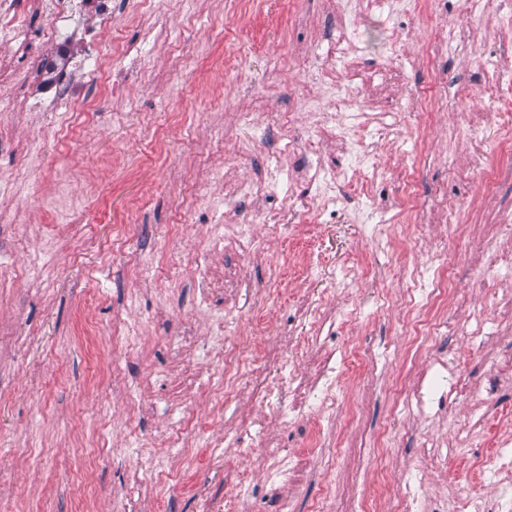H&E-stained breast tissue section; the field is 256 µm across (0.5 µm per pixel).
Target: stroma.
I'll use <instances>...</instances> for the list:
<instances>
[{
    "label": "stroma",
    "mask_w": 512,
    "mask_h": 512,
    "mask_svg": "<svg viewBox=\"0 0 512 512\" xmlns=\"http://www.w3.org/2000/svg\"><path fill=\"white\" fill-rule=\"evenodd\" d=\"M347 0H142L114 8L111 44L96 45L82 13L67 34L98 47L126 74L121 93L97 89L99 112L44 111L39 76L0 87V512H201L241 492L240 512L268 508L264 449L224 456L227 428L262 406L250 393L223 418L208 416L224 351V313L236 335L255 332L259 288L277 287L279 258L302 269L298 291L267 314L283 350L315 336L336 351L335 427L307 416L276 428L307 475L282 495L293 512H353L359 499H397L408 472L418 512L447 501H512V476L489 470L512 458V384L492 400L466 387L512 370V263L483 276L474 242L512 214V100L498 116L483 99L512 81V0H486L467 28L468 0H384L359 13L358 38L333 54ZM469 15V14H468ZM25 97L28 112L3 104ZM392 135L379 137L371 114ZM250 124H243V117ZM485 148L465 134L472 120ZM350 127L358 163L338 140L321 161L351 180L335 199L289 185L285 135ZM490 185L473 175L476 159ZM265 179L266 211L288 224L257 226L258 249L224 235L249 218L244 183ZM459 219L452 261H432L472 335L423 339L412 315L433 320L407 286L408 263L428 260L419 239L442 203ZM211 282L200 298V279ZM426 374V410L396 397ZM482 433L459 434L460 419ZM397 422L399 437L378 434ZM191 428L189 442L177 432ZM390 476L378 489L376 448Z\"/></svg>",
    "instance_id": "stroma-1"
}]
</instances>
